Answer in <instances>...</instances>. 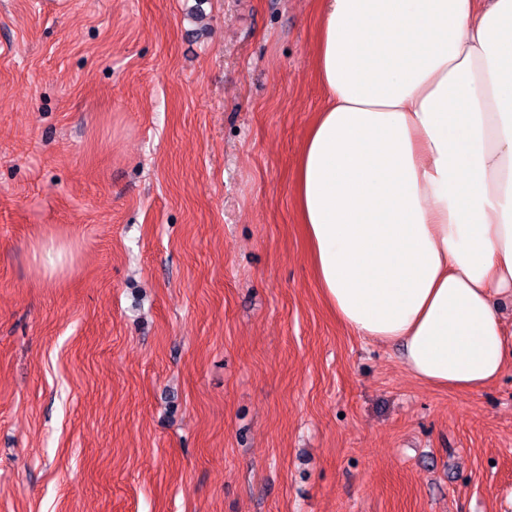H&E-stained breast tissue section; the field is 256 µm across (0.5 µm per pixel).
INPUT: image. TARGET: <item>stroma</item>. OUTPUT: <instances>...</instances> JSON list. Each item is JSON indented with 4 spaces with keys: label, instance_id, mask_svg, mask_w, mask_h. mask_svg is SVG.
Instances as JSON below:
<instances>
[{
    "label": "stroma",
    "instance_id": "stroma-1",
    "mask_svg": "<svg viewBox=\"0 0 512 512\" xmlns=\"http://www.w3.org/2000/svg\"><path fill=\"white\" fill-rule=\"evenodd\" d=\"M317 24L0 0V512H512V362L428 386L316 282Z\"/></svg>",
    "mask_w": 512,
    "mask_h": 512
}]
</instances>
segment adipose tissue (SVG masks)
Here are the masks:
<instances>
[{
    "label": "adipose tissue",
    "mask_w": 512,
    "mask_h": 512,
    "mask_svg": "<svg viewBox=\"0 0 512 512\" xmlns=\"http://www.w3.org/2000/svg\"><path fill=\"white\" fill-rule=\"evenodd\" d=\"M318 3L292 187L318 284L419 381L481 388L512 348V0Z\"/></svg>",
    "instance_id": "1"
}]
</instances>
